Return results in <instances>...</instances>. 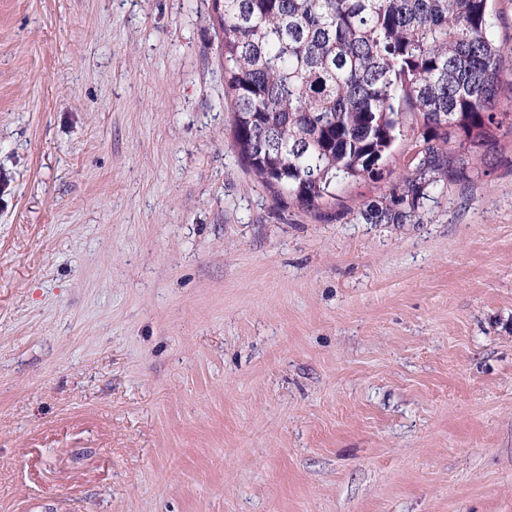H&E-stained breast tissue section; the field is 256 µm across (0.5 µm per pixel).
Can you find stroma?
Returning <instances> with one entry per match:
<instances>
[{"instance_id":"obj_1","label":"stroma","mask_w":512,"mask_h":512,"mask_svg":"<svg viewBox=\"0 0 512 512\" xmlns=\"http://www.w3.org/2000/svg\"><path fill=\"white\" fill-rule=\"evenodd\" d=\"M216 26L0 0V512H512V138L411 205L409 112L300 206L233 144Z\"/></svg>"}]
</instances>
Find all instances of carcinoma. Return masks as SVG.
<instances>
[{"mask_svg": "<svg viewBox=\"0 0 512 512\" xmlns=\"http://www.w3.org/2000/svg\"><path fill=\"white\" fill-rule=\"evenodd\" d=\"M491 0H215L241 158L302 205L371 177L418 115L414 169L467 177L512 135Z\"/></svg>", "mask_w": 512, "mask_h": 512, "instance_id": "cac0c4a2", "label": "carcinoma"}]
</instances>
